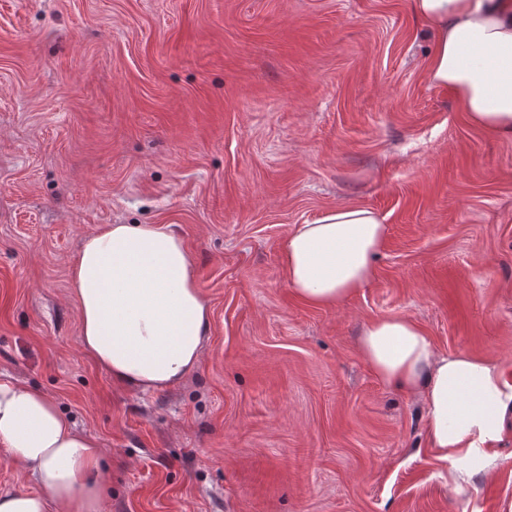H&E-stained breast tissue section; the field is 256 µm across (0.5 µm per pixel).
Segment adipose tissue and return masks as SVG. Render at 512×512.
<instances>
[{"label": "adipose tissue", "instance_id": "obj_1", "mask_svg": "<svg viewBox=\"0 0 512 512\" xmlns=\"http://www.w3.org/2000/svg\"><path fill=\"white\" fill-rule=\"evenodd\" d=\"M413 9L435 32L430 85L452 91L471 125L512 139V0H413ZM386 234L374 210L351 204L295 225L282 244L288 288L315 307L355 294L372 280ZM70 277L81 346L113 383L163 390L197 368L210 307L183 239L168 226L104 225L85 240ZM360 348L380 380L421 393L438 460L495 461L512 417V382L501 363L437 353L403 315L368 322ZM0 447L37 485L33 493H0V512H103L110 493L103 450L44 392L0 381Z\"/></svg>", "mask_w": 512, "mask_h": 512}]
</instances>
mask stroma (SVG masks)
<instances>
[{"label":"stroma","mask_w":512,"mask_h":512,"mask_svg":"<svg viewBox=\"0 0 512 512\" xmlns=\"http://www.w3.org/2000/svg\"><path fill=\"white\" fill-rule=\"evenodd\" d=\"M410 0H0V378L100 442L107 512H512V433L459 488L361 327L401 314L512 375V140L426 79ZM339 204L388 226L339 305L281 245ZM106 224L182 237L202 360L135 394L80 346L70 266Z\"/></svg>","instance_id":"1"}]
</instances>
